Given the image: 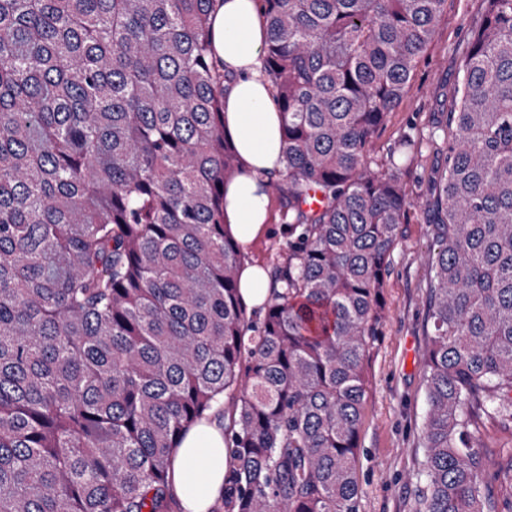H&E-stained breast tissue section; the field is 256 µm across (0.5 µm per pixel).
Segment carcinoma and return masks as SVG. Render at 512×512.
Listing matches in <instances>:
<instances>
[{
  "label": "carcinoma",
  "instance_id": "obj_1",
  "mask_svg": "<svg viewBox=\"0 0 512 512\" xmlns=\"http://www.w3.org/2000/svg\"><path fill=\"white\" fill-rule=\"evenodd\" d=\"M216 2L0 0V512H168L171 450L226 404L224 512H358L408 206L368 152L447 0H263L288 258L258 322L224 232ZM484 2L435 127L420 512H497L475 418L512 423V0Z\"/></svg>",
  "mask_w": 512,
  "mask_h": 512
}]
</instances>
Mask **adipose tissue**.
Instances as JSON below:
<instances>
[{"label":"adipose tissue","mask_w":512,"mask_h":512,"mask_svg":"<svg viewBox=\"0 0 512 512\" xmlns=\"http://www.w3.org/2000/svg\"><path fill=\"white\" fill-rule=\"evenodd\" d=\"M212 52L224 69V131L237 150L238 170L224 184V229L241 245L265 235L273 219L265 191L279 179L281 113L264 74L263 47L268 37L261 0H219L210 16ZM240 294L246 309H262L272 290L258 262L240 269ZM224 424L216 419L189 428L171 452L170 493L181 512H211L224 496L229 470Z\"/></svg>","instance_id":"1"}]
</instances>
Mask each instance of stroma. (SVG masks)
Returning <instances> with one entry per match:
<instances>
[{
  "instance_id": "1",
  "label": "stroma",
  "mask_w": 512,
  "mask_h": 512,
  "mask_svg": "<svg viewBox=\"0 0 512 512\" xmlns=\"http://www.w3.org/2000/svg\"><path fill=\"white\" fill-rule=\"evenodd\" d=\"M480 7V0H447V10L407 94L388 113L370 145L372 170H384L392 161L400 165L410 204L382 272L380 316L363 364L366 402L356 458L359 512L419 509L415 474L423 458L427 410L422 359L431 329L426 255L435 244L427 199L445 148L443 142L432 140L431 132L435 122L447 118L442 107L457 83ZM406 134L416 142L413 150L400 146ZM273 210L276 218L267 235L243 251L245 258L260 260L267 267L288 256L281 203H274ZM477 439L489 483L502 504L512 503V490L502 479L507 453L512 450V424L481 416Z\"/></svg>"
}]
</instances>
